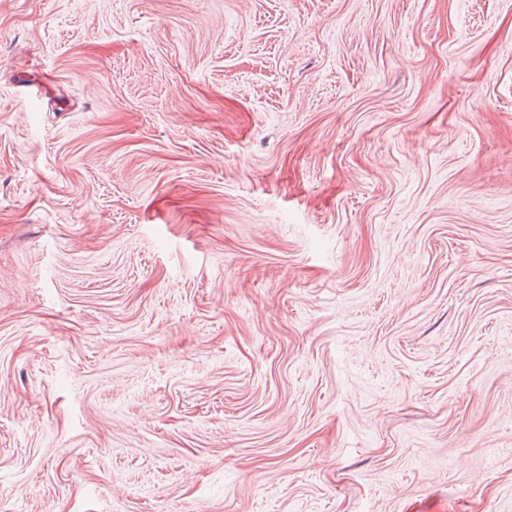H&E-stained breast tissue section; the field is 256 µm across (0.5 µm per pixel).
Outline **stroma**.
Returning <instances> with one entry per match:
<instances>
[{"label":"stroma","mask_w":512,"mask_h":512,"mask_svg":"<svg viewBox=\"0 0 512 512\" xmlns=\"http://www.w3.org/2000/svg\"><path fill=\"white\" fill-rule=\"evenodd\" d=\"M0 512H512V0H0Z\"/></svg>","instance_id":"35a3bbf8"}]
</instances>
